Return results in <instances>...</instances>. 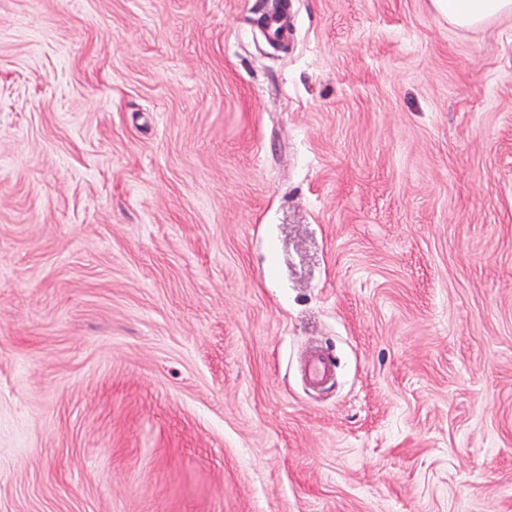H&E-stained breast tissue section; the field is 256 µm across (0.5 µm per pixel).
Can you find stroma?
I'll return each mask as SVG.
<instances>
[{"mask_svg": "<svg viewBox=\"0 0 512 512\" xmlns=\"http://www.w3.org/2000/svg\"><path fill=\"white\" fill-rule=\"evenodd\" d=\"M267 9L0 0V512H512V16ZM332 358L325 352L314 351L306 367V375L313 383H321L327 377Z\"/></svg>", "mask_w": 512, "mask_h": 512, "instance_id": "1", "label": "stroma"}]
</instances>
